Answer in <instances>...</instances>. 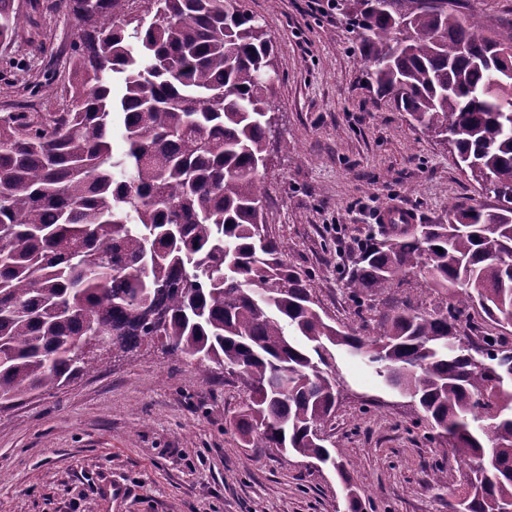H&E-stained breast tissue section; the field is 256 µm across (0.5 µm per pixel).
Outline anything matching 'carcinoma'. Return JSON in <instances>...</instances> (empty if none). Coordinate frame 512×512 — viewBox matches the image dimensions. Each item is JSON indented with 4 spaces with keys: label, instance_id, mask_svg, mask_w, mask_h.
I'll use <instances>...</instances> for the list:
<instances>
[{
    "label": "carcinoma",
    "instance_id": "carcinoma-1",
    "mask_svg": "<svg viewBox=\"0 0 512 512\" xmlns=\"http://www.w3.org/2000/svg\"><path fill=\"white\" fill-rule=\"evenodd\" d=\"M0 0V44L20 36ZM336 0L375 62L369 86L451 144L496 205L457 204L446 224L370 234L345 288L365 300L414 278L450 301L405 302L345 331L269 231L263 172L273 137L271 36L242 0H95L66 60L75 102L45 118L0 115V402L60 389L158 338L170 355L244 388L235 430L253 448L314 458L360 512L349 471L316 437L331 419L336 349L366 360L418 407L415 426L465 467L450 512L512 504V35L456 0ZM151 21H146V18ZM121 129L126 152L112 154ZM442 251H437V248ZM480 307L491 328L461 317Z\"/></svg>",
    "mask_w": 512,
    "mask_h": 512
}]
</instances>
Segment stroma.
<instances>
[{"label":"stroma","instance_id":"35a3bbf8","mask_svg":"<svg viewBox=\"0 0 512 512\" xmlns=\"http://www.w3.org/2000/svg\"><path fill=\"white\" fill-rule=\"evenodd\" d=\"M34 37L0 46V114L61 112L68 73L55 63L74 18L41 0ZM274 38L277 134L265 182L269 230L310 277L339 326H359L344 288L386 206L442 224L460 203L493 206L453 149L377 98L342 12L308 0H243ZM512 32V0H459ZM41 92L31 94L30 82ZM341 395L330 440L377 512H448L463 482L447 442L428 441L413 408L360 358H337ZM245 393L145 344L49 395L0 411V512H342L339 480L316 460L244 447L232 422ZM443 482H435V474Z\"/></svg>","mask_w":512,"mask_h":512}]
</instances>
